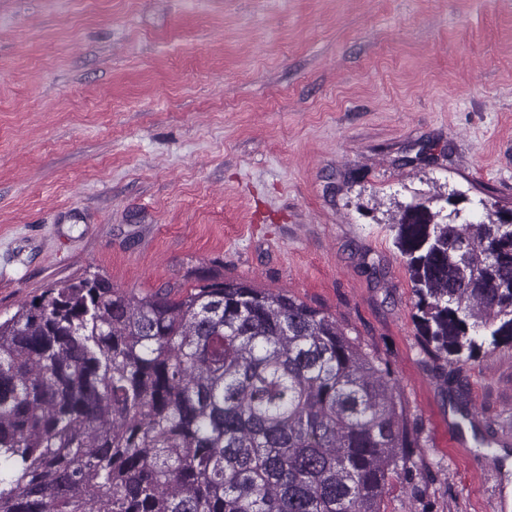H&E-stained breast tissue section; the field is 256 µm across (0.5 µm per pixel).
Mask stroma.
I'll return each instance as SVG.
<instances>
[{
	"mask_svg": "<svg viewBox=\"0 0 512 512\" xmlns=\"http://www.w3.org/2000/svg\"><path fill=\"white\" fill-rule=\"evenodd\" d=\"M512 211V0H0V318L94 273H221L388 362L411 476L384 512H512V347L440 380L391 202Z\"/></svg>",
	"mask_w": 512,
	"mask_h": 512,
	"instance_id": "stroma-1",
	"label": "stroma"
}]
</instances>
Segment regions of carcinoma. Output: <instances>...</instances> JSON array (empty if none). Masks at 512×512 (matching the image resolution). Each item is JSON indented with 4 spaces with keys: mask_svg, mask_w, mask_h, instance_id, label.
Masks as SVG:
<instances>
[{
    "mask_svg": "<svg viewBox=\"0 0 512 512\" xmlns=\"http://www.w3.org/2000/svg\"><path fill=\"white\" fill-rule=\"evenodd\" d=\"M399 206L423 350L512 343V219ZM391 371L335 318L214 275L100 273L0 320V512H382L419 448Z\"/></svg>",
    "mask_w": 512,
    "mask_h": 512,
    "instance_id": "cac0c4a2",
    "label": "carcinoma"
}]
</instances>
